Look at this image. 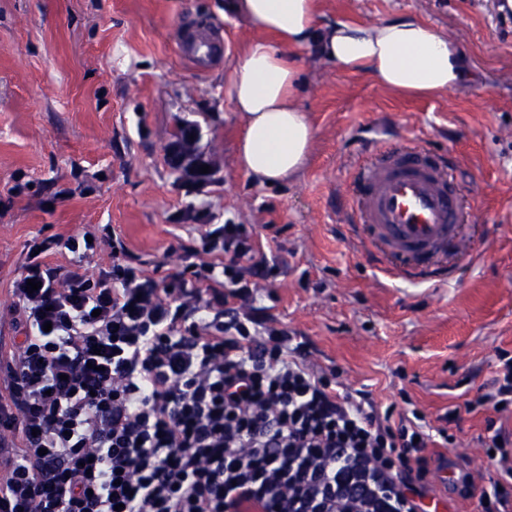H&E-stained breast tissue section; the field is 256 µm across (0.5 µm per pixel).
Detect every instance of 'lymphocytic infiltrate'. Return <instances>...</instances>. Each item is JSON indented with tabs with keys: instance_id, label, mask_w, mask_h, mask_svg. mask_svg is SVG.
Masks as SVG:
<instances>
[{
	"instance_id": "obj_1",
	"label": "lymphocytic infiltrate",
	"mask_w": 512,
	"mask_h": 512,
	"mask_svg": "<svg viewBox=\"0 0 512 512\" xmlns=\"http://www.w3.org/2000/svg\"><path fill=\"white\" fill-rule=\"evenodd\" d=\"M40 243L10 290L19 333L0 343V512H425L446 424L512 407V357L491 390L431 430L314 372L311 345L256 294L276 278L241 224H211L194 262L149 275L120 234L112 265L67 238L70 268ZM39 283L27 291L28 280ZM481 444L496 473L479 512H512V430Z\"/></svg>"
}]
</instances>
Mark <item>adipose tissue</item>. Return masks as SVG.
Here are the masks:
<instances>
[{
  "mask_svg": "<svg viewBox=\"0 0 512 512\" xmlns=\"http://www.w3.org/2000/svg\"><path fill=\"white\" fill-rule=\"evenodd\" d=\"M232 7L257 36L224 91L244 126L239 165L260 185L295 180L308 160L314 130L300 102L304 51L400 94L436 96L472 79L448 34L409 14L355 24L322 20L317 0H234Z\"/></svg>",
  "mask_w": 512,
  "mask_h": 512,
  "instance_id": "adipose-tissue-1",
  "label": "adipose tissue"
}]
</instances>
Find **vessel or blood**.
<instances>
[{"mask_svg":"<svg viewBox=\"0 0 512 512\" xmlns=\"http://www.w3.org/2000/svg\"><path fill=\"white\" fill-rule=\"evenodd\" d=\"M181 51L196 68H209L224 54L207 29L184 30ZM352 175L351 219L369 246L376 266L390 278L446 281L453 272L440 264L460 244L457 195L447 163L403 146H370Z\"/></svg>","mask_w":512,"mask_h":512,"instance_id":"1","label":"vessel or blood"}]
</instances>
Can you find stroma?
Here are the masks:
<instances>
[{"mask_svg":"<svg viewBox=\"0 0 512 512\" xmlns=\"http://www.w3.org/2000/svg\"><path fill=\"white\" fill-rule=\"evenodd\" d=\"M326 17L375 22L403 14L445 31L473 81L434 98L396 94L313 56L301 104L315 130L301 178L252 182L236 160L239 118L224 75L255 36L224 0H0V336L14 335L9 291L33 240L68 267L62 242L109 224L155 278L173 273L205 224L245 225L281 264L257 303L314 346L379 407L422 411L430 426L485 393L500 352L512 356V7L507 0H320ZM195 21L226 38L229 55L197 71L177 49ZM194 127L214 171L180 179L169 161L178 126ZM361 137L447 157L464 201V251L447 283L391 280L355 244L349 174ZM478 408L449 424L446 452L474 476L493 468L477 439Z\"/></svg>","mask_w":512,"mask_h":512,"instance_id":"obj_1","label":"stroma"}]
</instances>
